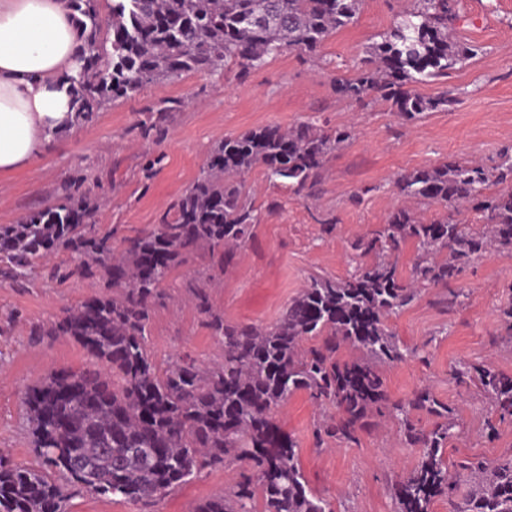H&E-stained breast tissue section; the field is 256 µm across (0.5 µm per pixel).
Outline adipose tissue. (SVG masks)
Returning a JSON list of instances; mask_svg holds the SVG:
<instances>
[{"label": "adipose tissue", "instance_id": "adipose-tissue-1", "mask_svg": "<svg viewBox=\"0 0 512 512\" xmlns=\"http://www.w3.org/2000/svg\"><path fill=\"white\" fill-rule=\"evenodd\" d=\"M81 30L68 0H0V174L72 128Z\"/></svg>", "mask_w": 512, "mask_h": 512}]
</instances>
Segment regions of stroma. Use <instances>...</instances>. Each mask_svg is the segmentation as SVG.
Segmentation results:
<instances>
[{
  "label": "stroma",
  "mask_w": 512,
  "mask_h": 512,
  "mask_svg": "<svg viewBox=\"0 0 512 512\" xmlns=\"http://www.w3.org/2000/svg\"><path fill=\"white\" fill-rule=\"evenodd\" d=\"M410 6L411 0H363L357 22L327 40L316 62L287 51L243 78L232 71L192 72L117 100L94 121L58 134L28 168L0 174V225L19 223L82 188L97 205L99 233L119 239L147 232L199 176L224 136L302 121L353 128L330 158L316 198L270 185L259 168L249 176L260 221L208 293L227 321L272 323L309 275L342 279L353 271L350 242L386 224L403 204L393 187L398 174L451 155L491 168L512 147V0H459L456 36L477 53L447 78L417 87L427 97L454 96L451 110L407 123L375 96L361 102L336 97L335 78L354 74L366 48ZM169 99L185 105L156 130L154 114ZM208 264L194 258L179 267L153 306L147 344L159 368L185 357L207 364L224 356L189 299ZM73 265L70 253L59 252L50 262L36 261L25 281L0 277V455L19 465L37 463L22 402L26 389L49 372L95 365L72 339L48 333L66 309L104 291L100 280L72 274ZM458 285L465 295L454 309L440 304L439 289L426 284L391 318L396 340L412 353L385 367L386 390L396 401L426 388L453 408L460 435L445 448L447 461L511 456L512 421H499L473 382L455 379L453 371L467 363L512 374V344L496 339L498 309L512 301V253L493 252L468 265ZM39 329L45 335L38 339ZM334 413L304 392L277 410L280 426L298 443L309 487L333 512H395L392 486L417 467L418 449L405 447L395 426L380 422L361 432L358 443L319 447L315 428ZM248 470L247 461L227 459L148 509L90 494L71 498L66 508L193 512L199 502L228 493Z\"/></svg>",
  "instance_id": "obj_1"
}]
</instances>
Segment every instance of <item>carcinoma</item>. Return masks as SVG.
<instances>
[{
	"mask_svg": "<svg viewBox=\"0 0 512 512\" xmlns=\"http://www.w3.org/2000/svg\"><path fill=\"white\" fill-rule=\"evenodd\" d=\"M71 2L86 31L73 106L90 122L107 104L186 73L235 68L243 75L285 51L315 59L332 35L357 21L362 0H112L104 18L98 0ZM457 19V0H414L368 47L363 66L334 80L336 96L361 101L375 93L407 121L449 110L455 100L448 93L424 97L415 86L447 77L474 55L455 40ZM351 137L310 121L228 135L161 223L118 241L94 231L96 206L85 194L0 226L1 276L22 279L36 260L63 250L74 255L75 271L98 274L112 289L66 310L44 332L73 339L97 366L52 372L25 393L39 465L0 455V512H66L68 499L80 494L150 505L230 456L248 461L250 472L194 512H332L308 486L296 441L275 420L298 391L336 408L316 427L320 445L355 443L368 419L379 417L420 450L418 466L396 486L397 512H431L441 496L449 512H512V456L448 468L443 450L458 435L454 409L427 390L392 401L383 382V368L409 354L389 320L419 296L420 285L448 290L441 302L451 307L465 296L451 288L465 264L512 253V149L500 153L492 172L451 158L398 175L393 187L406 205L350 244L353 273L309 276L263 329L224 320L207 289L192 288L196 309L224 347L221 361L187 359L161 370L148 352L152 306L173 272L202 252L222 270L250 240L259 213L249 172L260 167L270 184L312 198L329 154ZM412 202L444 215L427 221ZM465 211L486 223H462ZM409 241L419 254L404 278L397 256ZM344 344L360 356L340 358ZM455 375L472 379L500 418H512V376L467 364ZM415 411L435 417L432 427L416 426ZM462 483L469 492L459 499Z\"/></svg>",
	"mask_w": 512,
	"mask_h": 512,
	"instance_id": "carcinoma-1",
	"label": "carcinoma"
}]
</instances>
